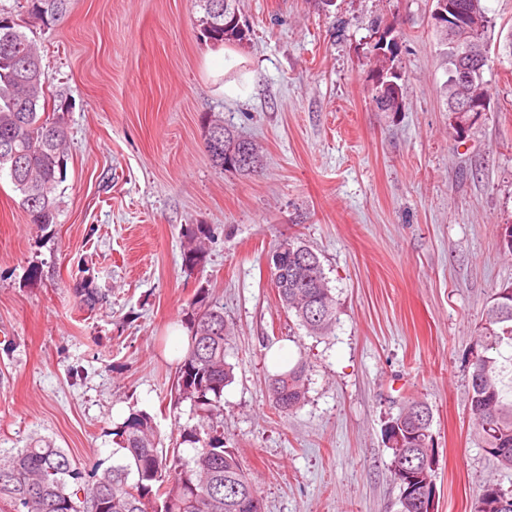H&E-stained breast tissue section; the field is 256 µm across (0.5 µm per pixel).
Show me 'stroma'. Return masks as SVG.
Segmentation results:
<instances>
[{"mask_svg":"<svg viewBox=\"0 0 512 512\" xmlns=\"http://www.w3.org/2000/svg\"><path fill=\"white\" fill-rule=\"evenodd\" d=\"M28 9L0 0L68 107V165L42 232L0 177V448L41 437L109 468L133 410L170 444L189 418L170 404L173 333L205 288L233 325L224 436L263 512H400L383 428L407 396L432 410L435 512H473L491 480L512 488L469 410L483 312L512 282L496 232L512 224V59L485 71L491 110L459 130L432 0H236L246 38L218 77L198 0H67L48 27ZM380 22L400 33L397 112L372 100ZM206 114L258 146L259 172L212 164ZM196 224L213 238L190 274ZM291 236L323 265L330 335L298 326L272 284L267 254ZM87 275L91 311L74 297ZM275 346L309 366L286 416L267 398ZM183 237V266L190 271L200 269L206 261L205 241L211 238V229L205 224H196L187 228Z\"/></svg>","mask_w":512,"mask_h":512,"instance_id":"obj_1","label":"stroma"}]
</instances>
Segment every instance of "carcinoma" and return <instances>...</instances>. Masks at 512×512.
Instances as JSON below:
<instances>
[{
    "label": "carcinoma",
    "instance_id": "cac0c4a2",
    "mask_svg": "<svg viewBox=\"0 0 512 512\" xmlns=\"http://www.w3.org/2000/svg\"><path fill=\"white\" fill-rule=\"evenodd\" d=\"M31 14L48 27L57 21L65 0H31ZM205 11L202 35L212 44L240 42V27L233 2L220 15L211 0H202ZM445 25L434 26L448 79L442 94L446 103L458 97L457 49L470 46L475 55L487 50L486 33L491 19L485 5L470 19L469 28L453 35ZM396 29L375 28L376 63L372 69L373 101L383 112L401 109L406 81L394 67L398 41ZM48 76L38 49L21 25H0V174H7L20 195L29 223L44 231L56 223L55 190L67 173L64 123L47 111ZM224 122L208 121L205 148L212 163L224 167ZM211 229L205 224L187 228L182 264L194 271L206 261L205 241ZM269 251L277 275L278 296L298 325L314 336L332 333L337 320L336 301L328 287L318 256L299 237L288 238V257L277 263V250ZM79 306L94 308L97 293L83 284L75 289ZM481 334L475 343L470 378L471 417L481 434L484 450L512 470V284L493 295L484 312ZM188 347L175 369L173 406L190 403L197 423L179 430L171 448L161 447L154 417L133 410L114 431L123 451L122 462L99 470L74 460L50 440L37 438L24 448L0 453V501L13 512H262L255 482L244 471L237 450L224 439L218 420L223 411L224 388L233 380L226 361L231 327L224 306L200 288L184 318ZM497 356H492L491 352ZM308 365L300 359L274 375L269 395L279 413L287 415L306 401ZM431 408L413 399L385 425L384 436L392 451L390 470L400 490V512H419L417 501L436 493L435 448ZM182 445L193 450L189 459L179 453ZM474 512H512V489L490 481L481 489Z\"/></svg>",
    "mask_w": 512,
    "mask_h": 512
}]
</instances>
